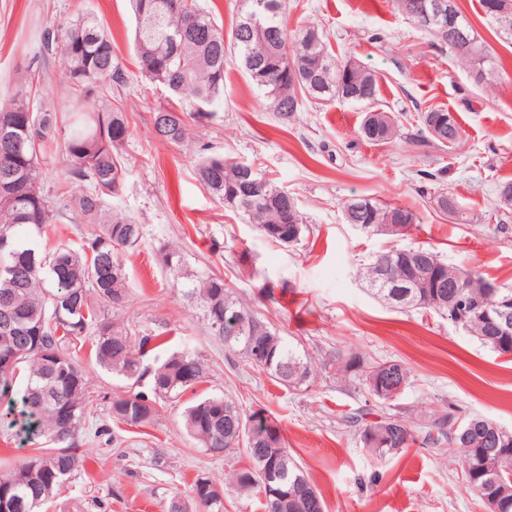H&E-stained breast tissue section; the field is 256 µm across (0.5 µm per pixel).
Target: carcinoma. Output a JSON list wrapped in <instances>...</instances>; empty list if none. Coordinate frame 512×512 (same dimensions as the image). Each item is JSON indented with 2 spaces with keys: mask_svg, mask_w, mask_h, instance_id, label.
I'll use <instances>...</instances> for the list:
<instances>
[{
  "mask_svg": "<svg viewBox=\"0 0 512 512\" xmlns=\"http://www.w3.org/2000/svg\"><path fill=\"white\" fill-rule=\"evenodd\" d=\"M132 2L140 73L173 96L162 109L170 125H155L157 134L171 144L187 140L188 119L199 121L223 107L224 68L229 62L263 94L264 109L285 124L306 102L339 100L365 108L360 126L365 140L384 144L400 135L397 120L377 109L376 76L350 59H337L314 26L288 33L282 0H266L269 11L257 18L252 0H243L247 8L227 40L200 0ZM480 6L496 34L512 41V0H480ZM459 21L470 36L466 50L438 28L427 32L439 47L472 67L476 83L487 84L496 73L491 54L467 19L462 16ZM39 42L43 57L54 55L62 64L69 106L62 114L32 94L44 73L30 68L11 98L0 102V321L8 314L14 323L9 334L0 332V358L26 350L13 365L0 361V402L14 403V388L23 384L21 404L29 431L45 442L0 474V512H38L63 491L79 467L75 438L90 416L92 395L84 374L65 351L69 337L95 334L94 355L101 367L133 385L150 379V397L141 392L113 397L112 417L120 423H150L158 415V401H176L205 378V364L192 351L173 354L156 367L143 364L146 347L160 336L138 335L101 316L106 307H125L127 281L119 256L142 238L140 225L110 206L124 181L116 153L130 136L125 113L110 101L112 89L127 84L114 59L110 33L95 17L81 13L44 30ZM441 120L449 122L445 132L428 140L413 138L411 144H457L460 128L447 110L430 107L419 115L426 127ZM59 152L63 170L59 184L50 190L43 183L42 166ZM196 170L200 182L224 207L242 213L264 237L283 244L292 228L304 235L307 226L295 198L252 165L206 157ZM251 181L263 184V195L247 197L244 185ZM344 215L348 224L391 235L406 234L417 221L407 208L365 198L346 203ZM63 221L86 225L80 246L60 243L51 252H41L32 233L47 236ZM392 224L403 230L390 228ZM159 255L180 284L182 296L203 310L208 334L223 342L224 349L238 353L285 387L308 382L313 374L308 357L242 306L223 277L189 271L174 248L165 246ZM380 256L396 280L411 288L382 287L381 269L372 260L361 273L374 296L400 308L446 317L497 353L512 354V334L500 333L495 314V303L512 298V288L501 286L493 294L487 288L492 280L476 268L450 265L423 246L392 248ZM427 268L461 288L431 287L421 281ZM226 312L235 315L238 329L230 339L214 329ZM332 364L344 379L358 380L382 405L395 397L388 388L379 390L381 378L389 377L404 388L411 379L410 368L400 359L367 370L361 369L357 355H338ZM454 414L451 408L433 410L429 415L417 413L410 421L382 410L374 421L352 413L340 420L358 428L363 447L382 460L402 456L419 440L433 448L456 444L467 488L482 501L498 495L500 512H512V437L502 438L491 428L492 421L480 415L465 417L455 430L448 420ZM183 425L211 453L243 449L249 465L232 471L229 482L241 492L264 496V512H326L323 495L266 419L248 417L232 399L213 396L187 407ZM192 492L205 512L224 509V489L210 479L196 478ZM272 492L278 497L270 496Z\"/></svg>",
  "mask_w": 512,
  "mask_h": 512,
  "instance_id": "obj_1",
  "label": "carcinoma"
}]
</instances>
